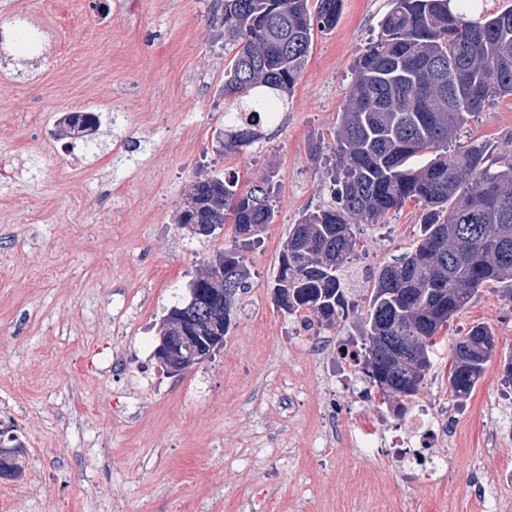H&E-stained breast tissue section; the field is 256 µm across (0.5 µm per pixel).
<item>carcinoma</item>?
Returning <instances> with one entry per match:
<instances>
[{
	"label": "carcinoma",
	"mask_w": 512,
	"mask_h": 512,
	"mask_svg": "<svg viewBox=\"0 0 512 512\" xmlns=\"http://www.w3.org/2000/svg\"><path fill=\"white\" fill-rule=\"evenodd\" d=\"M344 0H224V42L235 46L224 67V130L236 151L259 140L262 118L280 110L311 51L314 31L336 26ZM512 96V6L477 18L452 0H390L376 39L355 62L350 94L333 130L335 164L327 173L332 204L291 226L273 289L288 315L308 312L304 329L321 331L354 309L351 264L357 227L379 224L408 201L422 212L411 251L378 271L358 325L362 369L403 416L405 399L423 387L439 332L487 286L512 293V159H490L487 147L460 143L470 116ZM272 180L241 190L237 182L199 174L178 223L265 228L276 212ZM224 297L202 293L194 313L207 320L187 334L227 336L239 296L252 287L238 250L216 252ZM482 323L455 340L449 385L466 400L496 355Z\"/></svg>",
	"instance_id": "1"
}]
</instances>
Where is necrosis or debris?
Instances as JSON below:
<instances>
[{"mask_svg":"<svg viewBox=\"0 0 512 512\" xmlns=\"http://www.w3.org/2000/svg\"><path fill=\"white\" fill-rule=\"evenodd\" d=\"M342 357L347 372L336 379L351 394L359 409L354 414H337L330 426L338 441L355 448L367 463L388 460L397 468L416 473L424 480H447L448 460L443 452L448 437L446 407L422 397L410 403L399 426H391L385 415H377L368 405L376 398L352 349Z\"/></svg>","mask_w":512,"mask_h":512,"instance_id":"1","label":"necrosis or debris"}]
</instances>
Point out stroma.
<instances>
[{
    "mask_svg": "<svg viewBox=\"0 0 512 512\" xmlns=\"http://www.w3.org/2000/svg\"><path fill=\"white\" fill-rule=\"evenodd\" d=\"M389 0H344L332 31L315 33L282 125L253 145L220 148L224 42L215 0H0V431L24 443L21 478H0V512H367L384 492L395 512H475L471 486L512 500V425L485 449L491 412L506 402L491 361L465 402L448 386V348L473 325L512 352V294L484 289L448 324L427 377L448 404L447 486L390 468L383 485L354 449L320 451L310 417L338 400L328 339L351 337L365 311L313 336L279 310L272 285L291 224L326 205L328 137ZM35 26L37 51L15 42ZM89 112L81 140L53 119ZM462 142L512 156V96L469 119ZM246 189L273 177L276 217L242 249L252 286L224 347L179 376L156 357L160 323L185 305L189 282L218 250L237 247L233 224L203 238L175 222L196 173ZM408 202L361 225L356 287L409 252L421 234Z\"/></svg>",
    "mask_w": 512,
    "mask_h": 512,
    "instance_id": "stroma-1",
    "label": "stroma"
}]
</instances>
